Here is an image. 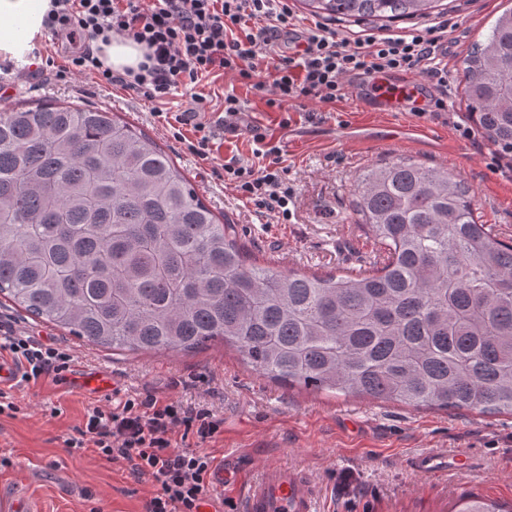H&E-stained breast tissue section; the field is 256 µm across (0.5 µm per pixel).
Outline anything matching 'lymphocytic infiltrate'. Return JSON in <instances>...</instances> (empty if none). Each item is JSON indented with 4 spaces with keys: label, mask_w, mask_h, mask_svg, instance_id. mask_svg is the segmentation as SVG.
I'll use <instances>...</instances> for the list:
<instances>
[{
    "label": "lymphocytic infiltrate",
    "mask_w": 512,
    "mask_h": 512,
    "mask_svg": "<svg viewBox=\"0 0 512 512\" xmlns=\"http://www.w3.org/2000/svg\"><path fill=\"white\" fill-rule=\"evenodd\" d=\"M43 26L68 43L84 42L83 50L67 57L73 72L122 84L152 102L164 101L181 85L194 91L203 77L219 70L253 77L262 48L293 34L299 49L277 67L273 79L277 106L309 97L333 103L342 97L345 77L403 72L435 80L439 93L431 105L439 112L448 109L444 22L340 39L319 24L296 34L287 0H50ZM114 35L145 49L138 71L126 77L112 73L92 47L93 41L106 43ZM192 100L197 111H205V96L194 91ZM265 156L267 163L258 170L229 160L224 175L259 215L283 224L292 216L285 169L276 149ZM0 355L11 359L25 383H66L76 361L59 342L2 325ZM222 424L198 403L128 395L105 409L87 408L66 446L74 452L94 447L108 461H127L134 477L149 478L155 492L145 512H201L216 468L204 444ZM181 430L193 433L199 447H174L173 437Z\"/></svg>",
    "instance_id": "obj_1"
}]
</instances>
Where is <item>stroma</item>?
Returning a JSON list of instances; mask_svg holds the SVG:
<instances>
[{
  "label": "stroma",
  "mask_w": 512,
  "mask_h": 512,
  "mask_svg": "<svg viewBox=\"0 0 512 512\" xmlns=\"http://www.w3.org/2000/svg\"><path fill=\"white\" fill-rule=\"evenodd\" d=\"M512 0H448V109L415 113L406 101L393 112L368 111L371 76L348 78L334 103L303 100L272 106L275 70L295 52L281 40L261 54L257 80L217 72L196 89L178 87L161 105L120 85L65 75L60 42L47 43L53 66L0 81V112L18 105L77 101L119 113L151 136L184 170L198 195L233 224L238 238L260 264H281L305 273H348L369 266L379 247L356 224L353 184L367 167L407 157L454 169L470 187L483 223L512 239V160L500 158L468 127L460 59L481 42ZM207 98L200 121L216 131L213 154L201 160L188 148L192 125H167L154 108L188 111L192 92ZM236 96L242 112L234 127L224 124V98ZM276 147L292 193L290 222L257 218L253 204L224 179V162L237 158L261 165ZM0 322L21 333L71 345L77 374L102 372L112 381L99 392L77 382L42 380L14 388L15 417L0 416V486L18 488L37 512H144L151 480L134 479L126 462H109L93 450L68 452L65 440L81 426L87 407L107 406L116 393H153L162 399L201 402L224 430L207 441L217 461L246 477L287 463L307 471L318 484L325 512H455L460 497L512 504V416L466 409L443 410L403 403L371 402L358 396L332 398L301 386L289 387L248 369L236 352L213 345L195 352L134 356L112 354L87 341L33 320L11 302L0 303ZM428 450L465 452L470 471L428 479L412 467Z\"/></svg>",
  "instance_id": "obj_1"
}]
</instances>
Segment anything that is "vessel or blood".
Masks as SVG:
<instances>
[{"mask_svg":"<svg viewBox=\"0 0 512 512\" xmlns=\"http://www.w3.org/2000/svg\"><path fill=\"white\" fill-rule=\"evenodd\" d=\"M379 83L381 90L377 99L378 109L393 110L394 99L405 91L406 82L386 76L380 78ZM412 465L421 475L437 478L452 468H470L471 458L465 454L448 458L437 453H427L417 456ZM242 512H321L318 487L308 473L297 467L272 465L264 468L246 486Z\"/></svg>","mask_w":512,"mask_h":512,"instance_id":"1","label":"vessel or blood"}]
</instances>
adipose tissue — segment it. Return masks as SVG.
I'll use <instances>...</instances> for the list:
<instances>
[{"label":"adipose tissue","mask_w":512,"mask_h":512,"mask_svg":"<svg viewBox=\"0 0 512 512\" xmlns=\"http://www.w3.org/2000/svg\"><path fill=\"white\" fill-rule=\"evenodd\" d=\"M49 0H0V53L18 56L41 35Z\"/></svg>","instance_id":"obj_1"}]
</instances>
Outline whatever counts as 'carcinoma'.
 <instances>
[{"label":"carcinoma","instance_id":"1","mask_svg":"<svg viewBox=\"0 0 512 512\" xmlns=\"http://www.w3.org/2000/svg\"><path fill=\"white\" fill-rule=\"evenodd\" d=\"M331 21L395 22L439 0H300ZM467 119L512 154V9L463 59ZM356 223L386 258L358 274L256 263L172 157L112 112H0V296L115 352L218 342L253 372L334 395L512 413V242L448 169L356 179ZM458 512H501L464 498Z\"/></svg>","mask_w":512,"mask_h":512}]
</instances>
